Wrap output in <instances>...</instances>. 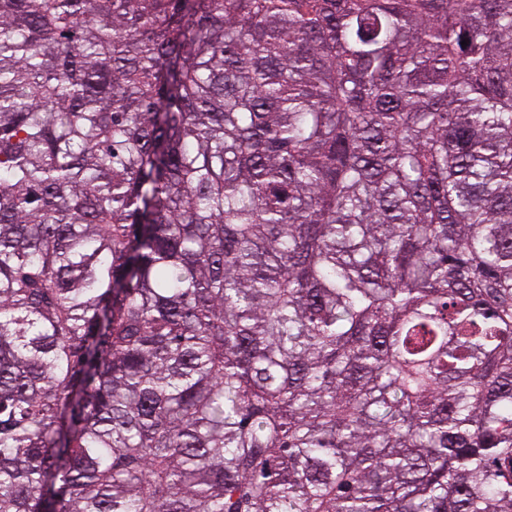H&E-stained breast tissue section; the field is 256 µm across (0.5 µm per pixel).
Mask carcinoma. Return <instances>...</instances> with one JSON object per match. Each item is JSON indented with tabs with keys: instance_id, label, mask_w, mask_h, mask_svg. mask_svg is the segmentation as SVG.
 I'll return each instance as SVG.
<instances>
[{
	"instance_id": "1",
	"label": "carcinoma",
	"mask_w": 512,
	"mask_h": 512,
	"mask_svg": "<svg viewBox=\"0 0 512 512\" xmlns=\"http://www.w3.org/2000/svg\"><path fill=\"white\" fill-rule=\"evenodd\" d=\"M0 512H512V0H0Z\"/></svg>"
}]
</instances>
